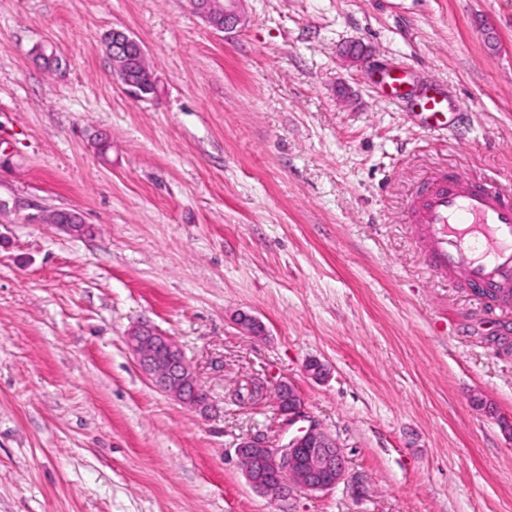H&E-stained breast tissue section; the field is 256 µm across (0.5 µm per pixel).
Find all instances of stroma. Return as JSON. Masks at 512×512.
<instances>
[{
	"mask_svg": "<svg viewBox=\"0 0 512 512\" xmlns=\"http://www.w3.org/2000/svg\"><path fill=\"white\" fill-rule=\"evenodd\" d=\"M243 11L219 31L191 0H0V512H512V310L438 277L406 209L437 171L512 185V0ZM115 27L154 97L114 78ZM386 66L459 125L387 100ZM142 324L207 408L141 373ZM282 380L344 451L332 490L242 474L237 442L288 439ZM108 49L112 55V60L121 61L126 63V68L117 73L115 63L113 62V76L125 87L135 99H146L140 91L141 87L139 81L144 89L149 93L147 96H152L157 93L155 86V78L152 70L148 66L145 58L142 59L136 69V79L132 76V71L128 68L129 64L136 57H145V52L142 45L129 33L120 29H112L110 38L108 40ZM420 103V122L429 131L442 129L449 122L450 103L436 84L424 83L416 88ZM127 345L139 369L156 389L189 408L205 405L206 390L170 336L154 327L140 326L130 331Z\"/></svg>",
	"mask_w": 512,
	"mask_h": 512,
	"instance_id": "stroma-1",
	"label": "stroma"
}]
</instances>
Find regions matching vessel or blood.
<instances>
[{
  "instance_id": "vessel-or-blood-1",
  "label": "vessel or blood",
  "mask_w": 512,
  "mask_h": 512,
  "mask_svg": "<svg viewBox=\"0 0 512 512\" xmlns=\"http://www.w3.org/2000/svg\"><path fill=\"white\" fill-rule=\"evenodd\" d=\"M381 82L395 101L417 91L427 130L448 124L450 104L436 84L413 86L401 69L383 71ZM409 215L423 227L421 243L437 273L459 280L481 301L495 289L512 288V188L444 175L411 196Z\"/></svg>"
}]
</instances>
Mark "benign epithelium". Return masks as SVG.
<instances>
[{
    "label": "benign epithelium",
    "mask_w": 512,
    "mask_h": 512,
    "mask_svg": "<svg viewBox=\"0 0 512 512\" xmlns=\"http://www.w3.org/2000/svg\"><path fill=\"white\" fill-rule=\"evenodd\" d=\"M196 9L217 30L241 21L236 10L239 0H194ZM108 49L115 61L131 63L145 56L142 45L124 30L114 29ZM133 98L140 99L141 87L128 68L113 73ZM57 224L73 235L85 232L77 217L64 212ZM127 345L142 373L158 390L182 405L198 408L205 405L207 392L198 375L186 360L181 348L167 334L154 327L140 326L130 331ZM275 402L284 426L302 418L303 399L290 382L281 381L275 388ZM235 454L247 482L258 492L286 496L291 488L284 476H290L301 488L318 492L334 488L344 478L346 459L342 448L328 433L312 423L299 429L284 444L272 446L259 439L245 438L237 443Z\"/></svg>",
    "instance_id": "1"
}]
</instances>
